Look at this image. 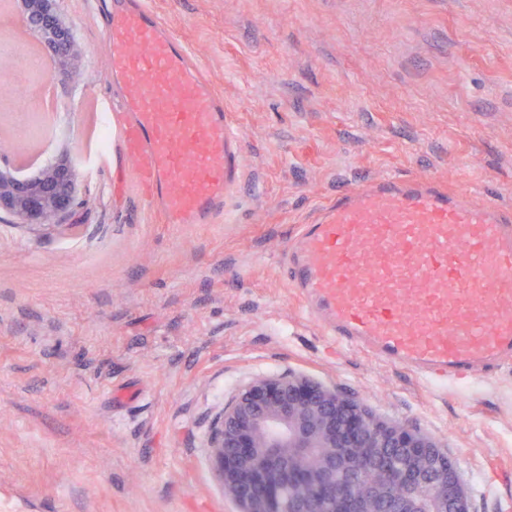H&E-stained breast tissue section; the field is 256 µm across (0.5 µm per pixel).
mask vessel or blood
I'll return each mask as SVG.
<instances>
[{
	"label": "vessel or blood",
	"instance_id": "1",
	"mask_svg": "<svg viewBox=\"0 0 512 512\" xmlns=\"http://www.w3.org/2000/svg\"><path fill=\"white\" fill-rule=\"evenodd\" d=\"M117 130L144 206L209 224L247 184L243 142L184 43L145 0L105 13ZM286 277L325 335L461 386L512 360V210L428 176L338 188L302 225Z\"/></svg>",
	"mask_w": 512,
	"mask_h": 512
}]
</instances>
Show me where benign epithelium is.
<instances>
[{"label":"benign epithelium","instance_id":"benign-epithelium-1","mask_svg":"<svg viewBox=\"0 0 512 512\" xmlns=\"http://www.w3.org/2000/svg\"><path fill=\"white\" fill-rule=\"evenodd\" d=\"M56 0H13L19 17L50 46L54 70L82 81V46ZM67 162L36 183L0 168V213L51 229L79 205ZM447 444L384 421L336 390L303 376L263 377L217 418L209 443L217 480L238 512H469Z\"/></svg>","mask_w":512,"mask_h":512}]
</instances>
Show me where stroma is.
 <instances>
[{"mask_svg": "<svg viewBox=\"0 0 512 512\" xmlns=\"http://www.w3.org/2000/svg\"><path fill=\"white\" fill-rule=\"evenodd\" d=\"M58 0L89 83L56 153L88 158L109 59ZM232 113L253 188L210 224L144 208L120 151L66 225L0 214V512H237L208 443L263 377L300 375L447 441L470 512H512V363L468 389L341 349L284 274L337 186L428 175L512 209V0H147Z\"/></svg>", "mask_w": 512, "mask_h": 512, "instance_id": "stroma-1", "label": "stroma"}]
</instances>
